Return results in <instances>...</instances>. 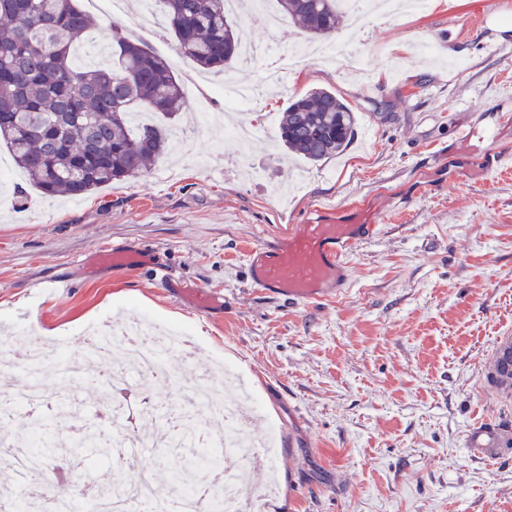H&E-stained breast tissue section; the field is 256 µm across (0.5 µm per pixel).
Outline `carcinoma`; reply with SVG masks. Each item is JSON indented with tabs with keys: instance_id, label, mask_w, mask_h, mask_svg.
<instances>
[{
	"instance_id": "obj_1",
	"label": "carcinoma",
	"mask_w": 512,
	"mask_h": 512,
	"mask_svg": "<svg viewBox=\"0 0 512 512\" xmlns=\"http://www.w3.org/2000/svg\"><path fill=\"white\" fill-rule=\"evenodd\" d=\"M341 0H277L283 15L313 41L345 22ZM183 54L202 68L222 72L239 57V31L225 0H157ZM0 147L29 184L46 196H84L136 177L168 148L169 122L185 97L170 63L112 25L114 66L76 62V47L93 28L77 0H0ZM145 110L161 123L131 127L130 113ZM356 109L326 88L292 99L277 136L283 147L310 163L330 159L354 137ZM512 395V371L488 376ZM28 445L33 465L57 450L55 429Z\"/></svg>"
}]
</instances>
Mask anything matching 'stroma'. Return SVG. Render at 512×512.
Listing matches in <instances>:
<instances>
[{"label":"stroma","instance_id":"obj_1","mask_svg":"<svg viewBox=\"0 0 512 512\" xmlns=\"http://www.w3.org/2000/svg\"><path fill=\"white\" fill-rule=\"evenodd\" d=\"M95 20L91 60L110 67V26L164 57L186 103L170 146L147 172L80 199L14 194L0 182V337L24 360L30 328L67 341L83 363L79 335L120 329L148 315L186 330L195 364L216 363L253 395L261 411L252 434L275 437L269 465L249 468L261 512H512V447L479 459L465 449L475 425L512 434V398L482 365L497 337L512 336V0H498L509 23L483 27V0H429L420 15L372 21L355 54L367 75L339 58H300L286 78L267 81L266 63L304 45L284 21L270 32L244 13L235 24L265 55L227 75L207 74L180 51L156 13L134 0L124 13L78 0ZM252 87L241 117L266 132L240 144L224 136L225 79ZM313 88L360 110L351 145L316 164L289 160L276 135L288 101ZM503 169L489 170V153ZM366 201L385 215L351 253L341 296L298 304L249 282L246 254L316 208ZM101 247L148 257L138 266L100 268ZM54 279L69 291H45ZM216 297L200 315L196 291ZM176 466L161 447L137 463L72 448L78 473L128 481L137 468Z\"/></svg>","mask_w":512,"mask_h":512}]
</instances>
